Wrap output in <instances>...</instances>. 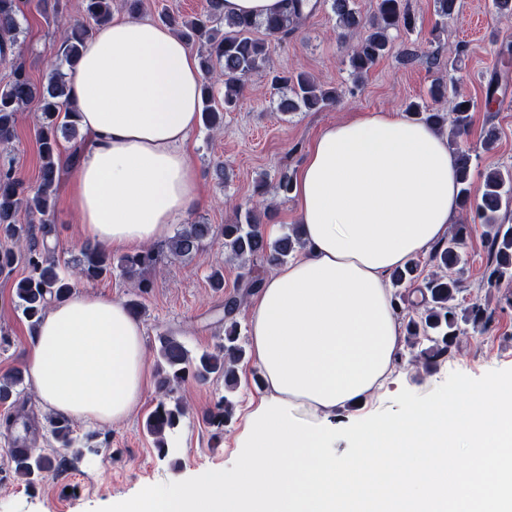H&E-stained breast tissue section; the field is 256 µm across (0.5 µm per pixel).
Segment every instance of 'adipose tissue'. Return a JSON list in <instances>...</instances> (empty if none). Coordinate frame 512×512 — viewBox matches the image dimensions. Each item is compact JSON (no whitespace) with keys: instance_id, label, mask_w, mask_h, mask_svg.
Wrapping results in <instances>:
<instances>
[{"instance_id":"adipose-tissue-1","label":"adipose tissue","mask_w":512,"mask_h":512,"mask_svg":"<svg viewBox=\"0 0 512 512\" xmlns=\"http://www.w3.org/2000/svg\"><path fill=\"white\" fill-rule=\"evenodd\" d=\"M201 84L166 26L116 17L88 37L68 77L88 136L68 194L83 241L144 248L200 205L187 143ZM292 194L306 248L250 301L263 393L234 466L179 479L169 496L144 489L112 512H512V373L359 421L354 455L331 445L338 412L381 382L400 345L388 275L446 239L458 211L447 138L401 111L355 113L321 131ZM25 363L42 402L69 420L121 423L147 390L142 323L92 291L46 311ZM452 455L466 470L449 473Z\"/></svg>"}]
</instances>
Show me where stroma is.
I'll use <instances>...</instances> for the list:
<instances>
[{
    "mask_svg": "<svg viewBox=\"0 0 512 512\" xmlns=\"http://www.w3.org/2000/svg\"><path fill=\"white\" fill-rule=\"evenodd\" d=\"M459 8L447 22H440L436 0H406L415 20L413 31L391 33L393 50L381 58L362 79H355L347 62L349 45L339 44L330 6L318 7L304 18L285 40L273 41L269 64L276 70H302L317 82L343 93L336 107L321 112L283 113L278 96L265 78L251 76L235 111L225 113L222 128L198 127L188 149L200 173L202 202L190 214L193 222L214 228L232 223L234 204L250 201L271 209L281 229L296 222L292 195L278 188L282 173L296 174L308 148L327 125L356 112L405 110L407 103L425 96L434 80L455 83L475 103L472 123L463 138V148L476 155V173L512 166V57L503 58L499 46L512 41V18H497L491 0H458ZM80 0H28L21 20V58L31 80L40 84L50 66L60 64L58 28L80 18ZM500 76L506 90L493 105H486L485 90L492 76ZM38 102L29 103L18 117L11 144L0 146V165H13L29 182H36L41 160L36 141ZM496 126L499 139L492 151L482 140L488 126ZM266 181L265 194L255 186ZM47 242L60 265L78 255L82 242L77 217L67 199L66 185H59L54 200L53 232ZM159 261L146 273L152 286L142 295L140 321L148 362L157 360V338L175 335L191 353L214 348L224 337L223 303L240 273L239 264L215 239L204 252L191 259L169 254L157 244ZM467 259L462 277L461 304L480 302L490 313L485 334L458 336L455 353L446 362L426 365L424 360H396V370L383 388L372 391L355 407L359 417L392 420L407 402L424 403L454 394L461 382L484 383L512 370V286L485 285L487 236L484 226H475L464 247ZM224 272L223 290L211 287L209 274ZM25 268L16 265L0 273V376L24 366L29 346V328L16 308L15 282ZM253 363L238 366V389L234 395L237 416L222 436L202 419L224 393L223 380L200 384L187 381L179 389L187 414L171 437L168 455H159L144 429L147 414L158 393L149 387L142 401L124 422L96 428L102 451L96 456L76 457L58 447L49 434L51 414L30 385L20 388L14 406L0 405V449L9 447L17 431L7 428V415L25 410L38 424L36 447L45 449L54 469L36 487L28 488L14 478L0 481V512H105L109 503L132 501L146 487L166 490L175 478L201 475L235 458V435L241 409L249 396L258 394Z\"/></svg>",
    "mask_w": 512,
    "mask_h": 512,
    "instance_id": "35a3bbf8",
    "label": "stroma"
}]
</instances>
